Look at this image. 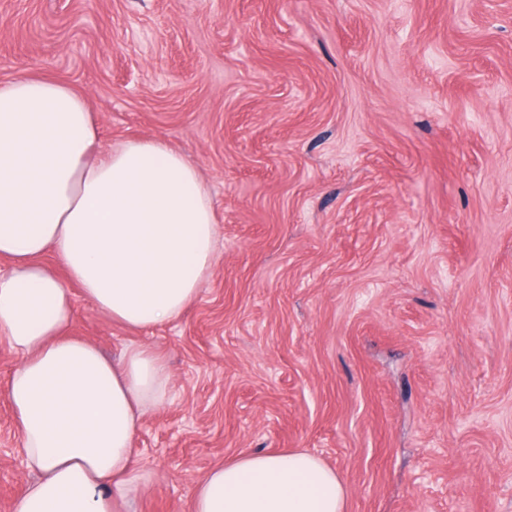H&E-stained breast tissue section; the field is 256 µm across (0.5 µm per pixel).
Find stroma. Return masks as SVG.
I'll return each mask as SVG.
<instances>
[{"mask_svg": "<svg viewBox=\"0 0 512 512\" xmlns=\"http://www.w3.org/2000/svg\"><path fill=\"white\" fill-rule=\"evenodd\" d=\"M84 94L101 139L199 168L219 239L176 321L71 335L172 374L133 512L300 449L347 512H512V0H0V81ZM0 397V512L30 473Z\"/></svg>", "mask_w": 512, "mask_h": 512, "instance_id": "stroma-1", "label": "stroma"}]
</instances>
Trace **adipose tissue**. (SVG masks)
Returning <instances> with one entry per match:
<instances>
[{
  "mask_svg": "<svg viewBox=\"0 0 512 512\" xmlns=\"http://www.w3.org/2000/svg\"><path fill=\"white\" fill-rule=\"evenodd\" d=\"M217 226L197 167L160 140L102 146L86 98L20 75L0 82V337L25 463L11 512H129L149 485L134 439L170 375L142 343L118 358L70 336L68 282L113 321L178 319L210 273ZM52 255L54 265L43 264ZM336 471L304 451L254 452L196 481L190 512H346Z\"/></svg>",
  "mask_w": 512,
  "mask_h": 512,
  "instance_id": "obj_1",
  "label": "adipose tissue"
}]
</instances>
